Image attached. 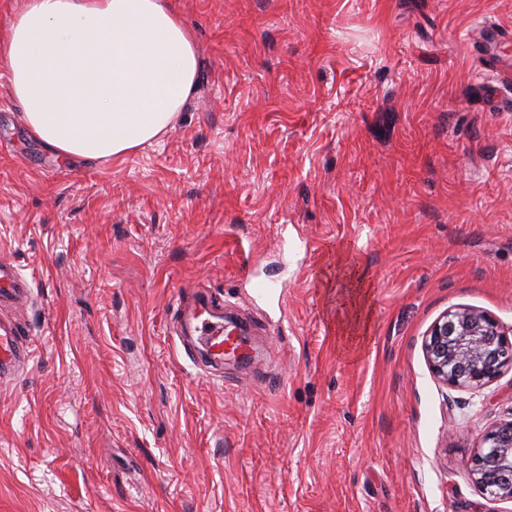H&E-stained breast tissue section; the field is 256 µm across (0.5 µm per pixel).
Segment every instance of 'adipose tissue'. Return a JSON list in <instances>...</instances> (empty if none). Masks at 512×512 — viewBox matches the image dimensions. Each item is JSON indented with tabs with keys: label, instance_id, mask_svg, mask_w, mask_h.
<instances>
[{
	"label": "adipose tissue",
	"instance_id": "adipose-tissue-1",
	"mask_svg": "<svg viewBox=\"0 0 512 512\" xmlns=\"http://www.w3.org/2000/svg\"><path fill=\"white\" fill-rule=\"evenodd\" d=\"M0 65L46 149L113 160L183 110L199 57L169 0H22L0 31Z\"/></svg>",
	"mask_w": 512,
	"mask_h": 512
}]
</instances>
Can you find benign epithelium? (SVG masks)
I'll use <instances>...</instances> for the list:
<instances>
[{"label":"benign epithelium","instance_id":"7a95c632","mask_svg":"<svg viewBox=\"0 0 512 512\" xmlns=\"http://www.w3.org/2000/svg\"><path fill=\"white\" fill-rule=\"evenodd\" d=\"M423 352L431 373L445 385L480 389L512 365V338L487 313L458 308L434 322ZM469 477L481 492L512 500V420L486 430Z\"/></svg>","mask_w":512,"mask_h":512}]
</instances>
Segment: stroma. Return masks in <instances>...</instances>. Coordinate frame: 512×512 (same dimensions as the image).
<instances>
[{
  "instance_id": "obj_1",
  "label": "stroma",
  "mask_w": 512,
  "mask_h": 512,
  "mask_svg": "<svg viewBox=\"0 0 512 512\" xmlns=\"http://www.w3.org/2000/svg\"><path fill=\"white\" fill-rule=\"evenodd\" d=\"M172 3L198 87L122 159L57 158L0 82V256L34 289L0 512H512L467 474L512 366L452 389L422 350L458 307L512 331V0ZM180 289L260 357L190 360Z\"/></svg>"
}]
</instances>
